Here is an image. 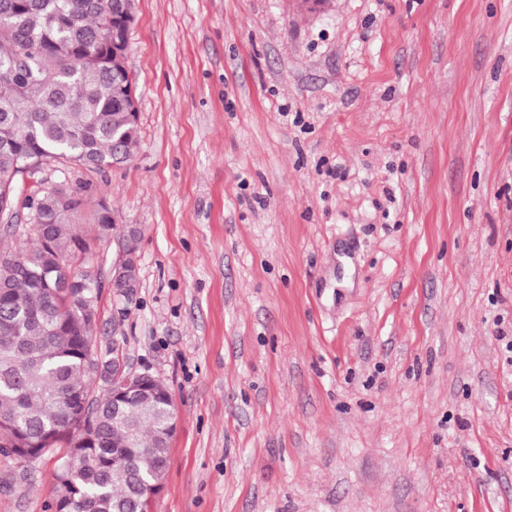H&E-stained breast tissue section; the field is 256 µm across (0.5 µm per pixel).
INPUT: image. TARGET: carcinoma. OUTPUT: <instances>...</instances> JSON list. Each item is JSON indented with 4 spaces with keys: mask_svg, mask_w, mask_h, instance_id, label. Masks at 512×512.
<instances>
[{
    "mask_svg": "<svg viewBox=\"0 0 512 512\" xmlns=\"http://www.w3.org/2000/svg\"><path fill=\"white\" fill-rule=\"evenodd\" d=\"M129 0H0V205L18 199L19 166L58 160L92 169L129 162L137 123L116 95L130 78L112 61L113 30ZM36 245L0 253V439L24 448L64 446L75 477L57 473L56 498L78 512H141V481L164 479L166 398L112 409L95 393L100 359L93 331L98 279L71 262L87 252L74 230L83 191L62 183L39 194Z\"/></svg>",
    "mask_w": 512,
    "mask_h": 512,
    "instance_id": "1",
    "label": "carcinoma"
}]
</instances>
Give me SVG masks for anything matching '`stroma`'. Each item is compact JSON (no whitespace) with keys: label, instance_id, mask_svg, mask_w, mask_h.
I'll list each match as a JSON object with an SVG mask.
<instances>
[{"label":"stroma","instance_id":"obj_1","mask_svg":"<svg viewBox=\"0 0 512 512\" xmlns=\"http://www.w3.org/2000/svg\"><path fill=\"white\" fill-rule=\"evenodd\" d=\"M94 329L171 391L149 512H512V0H133ZM136 230L139 286L114 293ZM55 456L0 454V512Z\"/></svg>","mask_w":512,"mask_h":512}]
</instances>
